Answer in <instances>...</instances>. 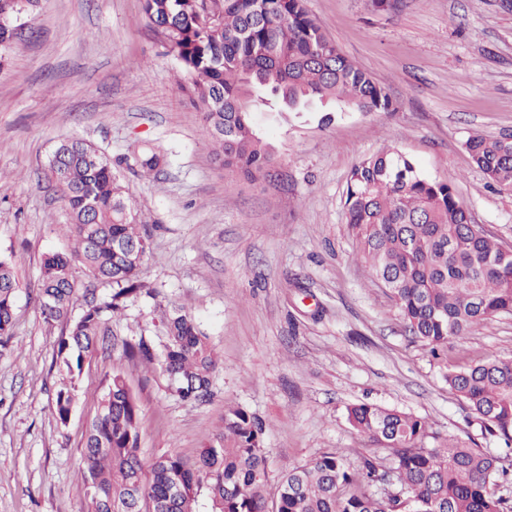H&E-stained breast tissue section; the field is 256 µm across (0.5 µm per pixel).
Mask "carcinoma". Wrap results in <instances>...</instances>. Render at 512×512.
Returning a JSON list of instances; mask_svg holds the SVG:
<instances>
[{
    "label": "carcinoma",
    "instance_id": "obj_1",
    "mask_svg": "<svg viewBox=\"0 0 512 512\" xmlns=\"http://www.w3.org/2000/svg\"><path fill=\"white\" fill-rule=\"evenodd\" d=\"M32 3L0 0V56L24 42L21 17ZM142 12L177 61L179 88L228 171L248 178L269 172L272 149L253 122L259 105L293 112L315 105L392 110L385 87L340 52L304 0H142ZM465 148L490 184L512 190V137L475 135ZM133 158L146 174L164 162L147 149ZM48 174L68 210L74 247L43 259L38 300L48 323L68 319L84 301L83 314L58 343L73 379L89 355L105 348V325L126 300L153 293L140 280L149 243L112 162L89 143L61 142ZM344 209L371 277L390 292L408 334L432 356L485 321L512 316V250L473 230L450 184L423 176L410 159L388 149L355 166ZM76 265L89 282L109 285V297L79 287ZM17 289L12 266L0 258V344L12 335ZM162 335L161 356L143 340L128 346V356L160 365L180 400L210 399L217 359L193 316L172 309ZM444 378L481 428L511 448L512 359L452 368ZM71 407L65 385L55 400L61 423ZM347 419L389 457L367 454L353 467L324 452L288 470L269 502L261 419L229 408L222 430L195 461L169 453L146 470L139 458L140 406L124 374L114 370L86 430L83 476L92 512H199L203 488L210 512H512L508 456L472 439H448L419 416L375 404L350 407Z\"/></svg>",
    "mask_w": 512,
    "mask_h": 512
}]
</instances>
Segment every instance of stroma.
I'll return each mask as SVG.
<instances>
[{
	"label": "stroma",
	"instance_id": "1",
	"mask_svg": "<svg viewBox=\"0 0 512 512\" xmlns=\"http://www.w3.org/2000/svg\"><path fill=\"white\" fill-rule=\"evenodd\" d=\"M339 50L381 83L388 112L260 107L270 175L249 180L215 162L178 66L147 27L141 0H35L34 34L0 58V255L19 281L13 336L0 347V512H90L85 433L113 370L141 407L143 464L195 459L227 406L266 424V497L282 474L319 452L350 465L371 449L347 409L372 403L411 413L448 437L497 452L448 390L447 369L512 358V317L449 342L442 358L412 342L389 294L368 276L345 222L353 167L393 148L427 178L450 184L474 224L512 245V191L490 187L465 149L470 135L512 137V11L500 0H304ZM81 138L112 162L151 250L141 268L156 297L137 295L107 327L110 348L86 358L67 423L54 414L65 380L37 298L46 255L66 253L67 211L46 162ZM141 145L166 163L143 176ZM189 312L218 365L212 397L181 401L159 369L126 343L159 346L161 320Z\"/></svg>",
	"mask_w": 512,
	"mask_h": 512
}]
</instances>
